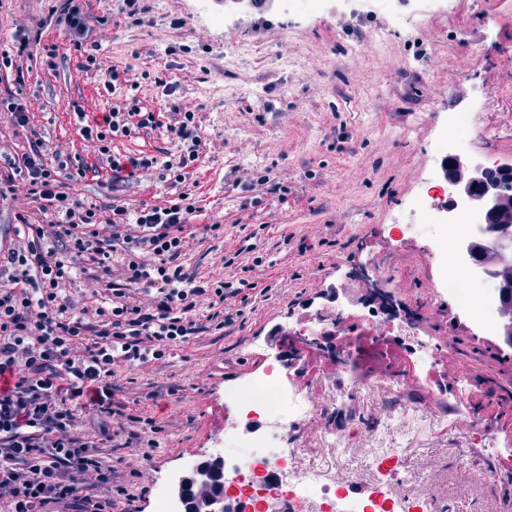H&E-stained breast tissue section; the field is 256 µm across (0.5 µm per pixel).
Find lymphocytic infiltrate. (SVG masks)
Listing matches in <instances>:
<instances>
[{"instance_id":"1","label":"lymphocytic infiltrate","mask_w":512,"mask_h":512,"mask_svg":"<svg viewBox=\"0 0 512 512\" xmlns=\"http://www.w3.org/2000/svg\"><path fill=\"white\" fill-rule=\"evenodd\" d=\"M80 68L112 96L91 125L72 107L112 184L147 173L171 193L101 207L71 189L88 170L81 156L39 138L19 159L0 151V200L15 221L0 243V512H137L150 486L120 452L151 460L166 426L129 411L121 378L165 363L202 332H223L261 292L255 245L223 254L224 267L239 266L236 279L202 278L185 264L191 240L224 226L194 223L202 206L189 178L213 148L197 112L176 104L160 114L139 97L145 80L169 96L177 83L105 66L96 52ZM156 129L172 145L163 156L113 149L115 138Z\"/></svg>"}]
</instances>
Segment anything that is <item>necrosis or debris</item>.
Listing matches in <instances>:
<instances>
[{
    "instance_id": "4bbe7bcc",
    "label": "necrosis or debris",
    "mask_w": 512,
    "mask_h": 512,
    "mask_svg": "<svg viewBox=\"0 0 512 512\" xmlns=\"http://www.w3.org/2000/svg\"><path fill=\"white\" fill-rule=\"evenodd\" d=\"M449 189L445 178L432 173L430 183L412 201L413 219L403 225L408 234L432 227L437 240H450V247L436 249L435 287L444 289L458 310L485 332L501 331L500 288L495 278H477L457 261L453 242L474 238L481 218L475 213L448 214ZM385 292H361L359 284H343L335 301L289 322L287 331L327 340L348 335L349 322L363 323L368 338L370 363L381 372L373 376L375 388L390 391L401 387L404 376L385 355L389 336L396 328ZM267 364L256 375L228 389L236 404L234 416L224 419V440L214 454L224 462L225 505H244L247 512H271L281 500L291 503L292 512H426L427 491L398 478L393 458L380 457L378 449L369 456L378 460L375 472L362 475L371 488L368 496L349 497V475L335 465L305 467L298 448L302 428L320 412L318 401L303 384L281 367V356L270 353Z\"/></svg>"
}]
</instances>
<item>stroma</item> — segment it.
<instances>
[{"instance_id":"35a3bbf8","label":"stroma","mask_w":512,"mask_h":512,"mask_svg":"<svg viewBox=\"0 0 512 512\" xmlns=\"http://www.w3.org/2000/svg\"><path fill=\"white\" fill-rule=\"evenodd\" d=\"M142 25L117 15L116 0H89L88 38L102 46L107 65L163 73L179 89L168 97L149 87V108L167 111L183 104L199 112L202 132L216 147L195 173L204 211L198 221L224 222V237L191 244L190 268L209 277H231L220 255L254 237L265 259L267 299L246 308L245 318L223 335L203 334L177 348L156 369L132 371L124 395L148 415L168 421L152 460L131 458L153 489L142 512H156L154 492L185 467L192 451L214 447L224 427L226 388L264 364L261 325L287 322L325 284L370 268L377 253L400 251L390 268L401 300L431 297L425 339L448 376L450 396L438 406L416 383L400 403L409 419L383 447L391 449L400 476L428 487L438 478L454 512H512V473L484 463L488 448L512 446V414L503 404L512 396V362L496 339L456 321L448 297H432L428 277L417 272L416 256L430 254L429 239L402 237L398 222L421 188L445 131L449 113L473 105V87L487 96L476 132L475 156L512 160V0H444L404 30L382 15H351L334 7L309 15H265L217 23L201 14L197 0H147ZM47 0H0V41L18 27L30 38L23 71L0 70V98L30 94L33 127L10 136L12 155L31 148L34 136L59 151L94 161V147L80 136L71 103L101 112L107 94L78 70L81 57L63 26L48 12ZM185 25L169 26L173 15ZM107 24H100V17ZM56 43L54 68L43 47ZM461 95H454V88ZM271 169L286 195H265L250 207L242 184L249 174ZM74 191L111 204L113 196L151 200L165 194L160 182L131 183L111 191L105 179L79 181ZM178 384L180 395L148 399L154 385ZM470 391L471 411L487 428L482 440L451 425L453 401ZM389 407L360 376H345L338 406L305 431V459L315 463L328 448L352 476L374 467L372 457L345 452L327 429L344 410L355 430L370 428ZM468 449L460 457V449Z\"/></svg>"}]
</instances>
